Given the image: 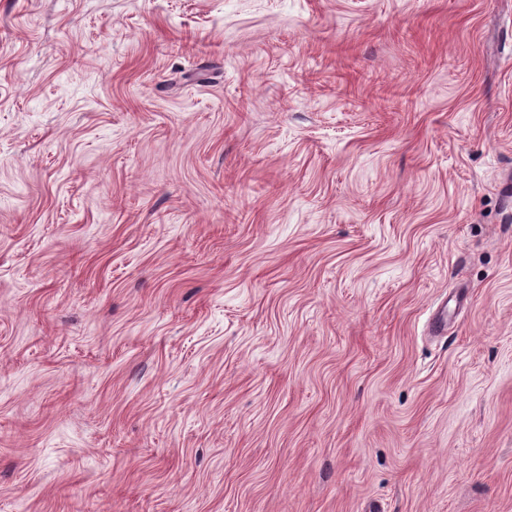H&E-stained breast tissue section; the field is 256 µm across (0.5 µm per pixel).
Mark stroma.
Here are the masks:
<instances>
[{
	"label": "stroma",
	"instance_id": "obj_1",
	"mask_svg": "<svg viewBox=\"0 0 512 512\" xmlns=\"http://www.w3.org/2000/svg\"><path fill=\"white\" fill-rule=\"evenodd\" d=\"M509 170L512 0H0V512H512Z\"/></svg>",
	"mask_w": 512,
	"mask_h": 512
}]
</instances>
